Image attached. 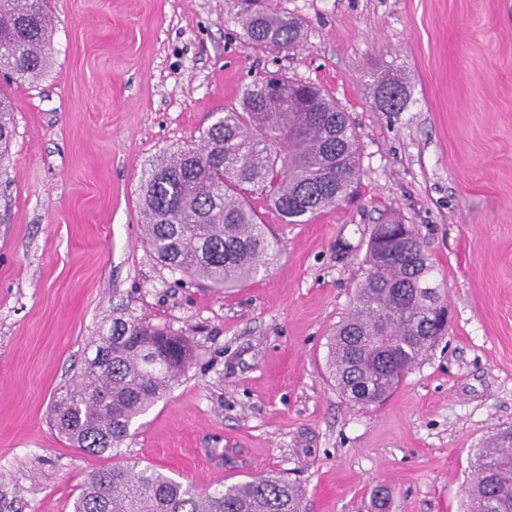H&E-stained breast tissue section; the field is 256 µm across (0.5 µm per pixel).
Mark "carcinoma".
Wrapping results in <instances>:
<instances>
[{
  "label": "carcinoma",
  "mask_w": 512,
  "mask_h": 512,
  "mask_svg": "<svg viewBox=\"0 0 512 512\" xmlns=\"http://www.w3.org/2000/svg\"><path fill=\"white\" fill-rule=\"evenodd\" d=\"M245 37L271 50L295 46L301 23L273 7L241 0ZM52 22L43 0H0V75L35 82L50 65ZM278 91L253 80L224 108L198 146L165 150L140 185L144 245L163 266L216 288L238 286L276 257L278 243L246 194L254 188L288 223L299 224L354 194L359 144L346 113L310 83L272 74ZM400 93L397 103L387 97ZM376 101L401 112L407 89L382 80ZM14 133L13 105L0 93V157ZM364 281L353 310L330 338L328 368L348 401L386 402L405 374L447 333L435 266L417 234L397 217L374 226ZM93 352L52 406L53 421L75 448L114 452L134 419L185 376L191 339L145 319H112ZM300 487L264 476L199 492L151 467L114 464L91 475L73 512H302ZM467 512H512V428L478 449Z\"/></svg>",
  "instance_id": "obj_1"
}]
</instances>
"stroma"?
I'll use <instances>...</instances> for the list:
<instances>
[{
    "instance_id": "35a3bbf8",
    "label": "stroma",
    "mask_w": 512,
    "mask_h": 512,
    "mask_svg": "<svg viewBox=\"0 0 512 512\" xmlns=\"http://www.w3.org/2000/svg\"><path fill=\"white\" fill-rule=\"evenodd\" d=\"M301 21L299 46L254 47L238 0H44L51 64L0 77L14 103L0 169V512H73L119 461L198 491L265 473L304 512H463L476 448L512 426V0H265ZM324 88L360 144L356 195L303 224L249 201L279 257L217 291L144 246L148 160L198 141L260 73ZM406 84L381 111L375 81ZM397 216L437 267L447 336L383 405L354 407L327 371L355 303L370 232ZM185 332L196 357L134 419L119 457L72 447L51 421L105 320Z\"/></svg>"
}]
</instances>
